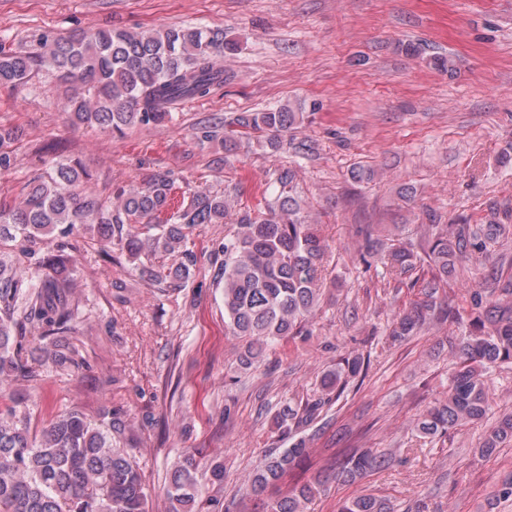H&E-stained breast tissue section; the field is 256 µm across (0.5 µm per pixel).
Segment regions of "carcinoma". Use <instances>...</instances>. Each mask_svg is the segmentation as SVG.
I'll list each match as a JSON object with an SVG mask.
<instances>
[{
  "label": "carcinoma",
  "mask_w": 512,
  "mask_h": 512,
  "mask_svg": "<svg viewBox=\"0 0 512 512\" xmlns=\"http://www.w3.org/2000/svg\"><path fill=\"white\" fill-rule=\"evenodd\" d=\"M239 41L219 27L181 26L139 31L96 29L69 37L48 36L40 51H0V89L16 90L41 69L56 73L65 91V111L72 126L94 127L123 135L134 126L171 119L173 105L208 95L227 80L224 59L239 51ZM306 119L303 107L290 105L262 112H241L219 132L204 125L196 138L236 155L243 143L260 134L257 144L276 156L305 155L304 140L288 137ZM16 127L0 126V170L12 168ZM45 171L34 173L20 205H0V512H150L153 488L138 463L121 448L127 412L105 408L95 417L73 406L31 431L27 404L1 402L6 388L30 382L44 370L68 374L83 364L79 349L55 336L69 330L78 315L73 283L77 270L71 253L80 248L78 231L123 257L149 285L186 286L198 262L191 246L194 231L225 224L224 326L245 341L238 367L260 363L266 350L290 336L308 332L319 307V282L329 244L309 221L297 193V172H274L276 195L262 206L234 209L225 194L194 189L173 202L172 179L158 175L141 185L118 186L107 202L89 190L88 166L61 155L57 144L39 153ZM415 250L411 242L393 246L381 257L397 276L427 263L422 288L430 301L398 313L389 337L401 341L459 314L431 301L448 283L456 263L481 252L506 230L496 213L484 224H438ZM496 287L471 291L468 330L458 345L456 369L448 394L413 422V430L433 439L458 425L482 419L488 410L483 372L512 362V276L492 273ZM39 335H32V331ZM365 357H346L325 371L319 391L284 409L276 418L290 447L262 456L224 512H236V500H252L289 473L303 470L311 439L295 432L339 401L348 385L363 377ZM512 442V414L485 434L478 453L491 457ZM391 455L352 448L337 462L335 478L354 483ZM209 475L214 495L204 494L199 473ZM224 485V460H200L188 451L171 469L162 489L167 512H209ZM325 482L296 485L287 495L256 504L261 512H306ZM339 512H391L386 499L356 495Z\"/></svg>",
  "instance_id": "obj_1"
}]
</instances>
